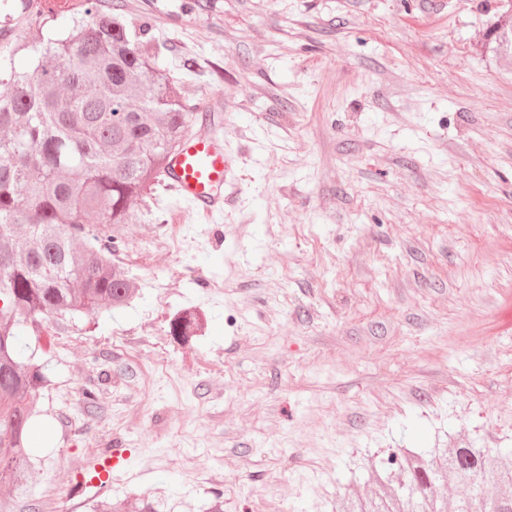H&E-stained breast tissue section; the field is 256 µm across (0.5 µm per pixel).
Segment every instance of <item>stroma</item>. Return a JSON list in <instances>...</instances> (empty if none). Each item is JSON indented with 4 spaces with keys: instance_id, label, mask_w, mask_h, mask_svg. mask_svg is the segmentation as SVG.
<instances>
[{
    "instance_id": "35a3bbf8",
    "label": "stroma",
    "mask_w": 512,
    "mask_h": 512,
    "mask_svg": "<svg viewBox=\"0 0 512 512\" xmlns=\"http://www.w3.org/2000/svg\"><path fill=\"white\" fill-rule=\"evenodd\" d=\"M184 2L99 5L150 19L235 185L113 227L137 295L44 326L37 477L0 512H334L389 449L512 448V0ZM113 448L131 481L89 479ZM497 22L490 31L488 47L495 53L512 52V10Z\"/></svg>"
}]
</instances>
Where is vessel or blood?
I'll return each mask as SVG.
<instances>
[{"label":"vessel or blood","mask_w":512,"mask_h":512,"mask_svg":"<svg viewBox=\"0 0 512 512\" xmlns=\"http://www.w3.org/2000/svg\"><path fill=\"white\" fill-rule=\"evenodd\" d=\"M231 162L218 139L202 134L187 139L171 158L166 181L198 210L210 214L224 203Z\"/></svg>","instance_id":"b4317fda"}]
</instances>
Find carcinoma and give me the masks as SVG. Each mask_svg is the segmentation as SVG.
<instances>
[{
  "instance_id": "carcinoma-1",
  "label": "carcinoma",
  "mask_w": 512,
  "mask_h": 512,
  "mask_svg": "<svg viewBox=\"0 0 512 512\" xmlns=\"http://www.w3.org/2000/svg\"><path fill=\"white\" fill-rule=\"evenodd\" d=\"M29 15L28 62L0 56V484L35 478L28 449L37 397L48 382L26 323L73 321L129 303L135 288L112 263V226L152 189L199 120L179 82L158 67L152 24L131 32L122 13L95 0H46ZM68 16L72 31L46 36V20ZM489 48L512 52V12L494 24ZM191 318L171 320L179 341ZM389 467L367 468L371 490L336 500V512H447L445 486L462 488L457 512H512V494L479 504L466 480L512 486V448L490 462L482 448H401Z\"/></svg>"
}]
</instances>
